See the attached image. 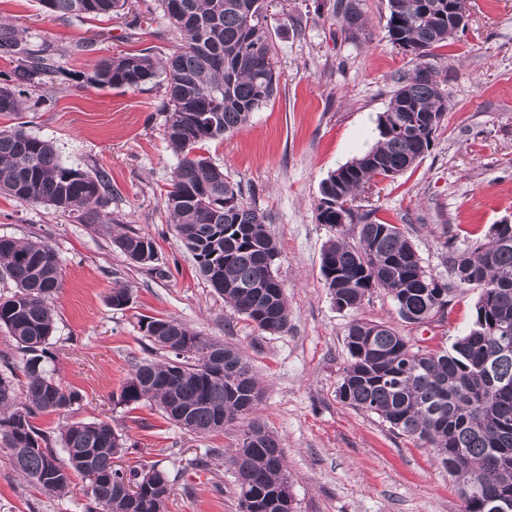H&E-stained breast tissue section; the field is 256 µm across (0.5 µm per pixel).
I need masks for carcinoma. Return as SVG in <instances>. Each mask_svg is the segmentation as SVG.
Here are the masks:
<instances>
[{"mask_svg": "<svg viewBox=\"0 0 512 512\" xmlns=\"http://www.w3.org/2000/svg\"><path fill=\"white\" fill-rule=\"evenodd\" d=\"M61 18L120 15L128 0H41ZM181 43L159 57L148 50L103 59L94 81L140 89L163 83L164 139L179 157L165 205L178 238L216 293L263 333L288 331V305L274 274L279 254L266 216L247 199L241 183L197 154L206 143L231 135L276 96L279 76L267 21L269 0H155ZM452 0H387L391 43L411 55L412 69L397 80L377 120L376 143L322 182L316 207L320 224L344 229L321 251V272L337 306L359 309L372 289L388 293L400 318L415 323L440 315L459 288H478L470 331L451 349H415L390 326L355 318L345 333L350 357L337 395L340 401L376 415L400 434L433 450L457 485L461 512H512V224H495L486 239L453 260L454 280L427 274L403 228L374 209L332 208L351 203L375 180L395 178L430 151L448 112V96L424 59L464 30L449 20ZM344 32L354 41L365 21L353 0L339 2ZM0 50L15 60L18 82L55 70L44 50L21 44L0 25ZM22 90L0 83V113L22 109ZM0 193L28 204L79 213L83 223L112 231L104 213L112 195L108 174L66 165L53 146L24 127L0 129ZM132 262L156 260L154 242L137 233L113 237ZM15 291L0 300V329L21 357L3 359L0 373V447L32 485L63 498L72 475L88 486L84 512H166L172 485L156 465L125 471L114 460L127 440L105 420L70 421L58 447L35 425L40 416L67 413L79 394L56 381L43 364L55 330L51 300L61 288L60 259L41 240L0 237V279ZM145 337L168 354L134 365L118 403H155L185 431L218 432L258 404L261 388L247 359L207 339L173 317L145 316ZM236 473L241 512H278L273 496L288 480L277 437L258 423L248 425L229 457Z\"/></svg>", "mask_w": 512, "mask_h": 512, "instance_id": "carcinoma-1", "label": "carcinoma"}]
</instances>
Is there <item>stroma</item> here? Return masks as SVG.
Wrapping results in <instances>:
<instances>
[{
    "instance_id": "obj_1",
    "label": "stroma",
    "mask_w": 512,
    "mask_h": 512,
    "mask_svg": "<svg viewBox=\"0 0 512 512\" xmlns=\"http://www.w3.org/2000/svg\"><path fill=\"white\" fill-rule=\"evenodd\" d=\"M357 3L370 33L359 41L346 39L336 0H288L289 13L308 18L299 31L270 15L279 92L233 135L204 147L254 193L278 240L274 272L290 322L287 332L270 335L225 304L176 236L163 204L178 163L163 137V88L93 80L102 59L146 47L164 54L179 43L154 0H131L128 14L97 20L51 16L40 0H0V15L27 46L47 49L59 66L51 83L27 85L24 111L0 114V129L25 125L53 142L67 165L105 170L114 224L152 238L157 259L133 264L110 234L76 215L6 195L0 236L38 239L57 251L62 286L52 301L56 329L45 365L80 393L72 418L106 420L128 436L124 466L153 463L167 473V512H240L226 455L252 420L281 442L295 512H460L454 482L427 449L337 396L353 315L390 326L413 347L447 349L471 329L479 298L478 289H458L445 317L419 325L401 319L383 290H372L355 314L337 308L324 284L321 250L335 231L316 219L320 185L375 144L377 117L412 67L387 38L386 0ZM431 62L448 95L431 151L357 204L401 225L426 270L446 281L458 253L492 225L512 224V0H469L465 31L434 49ZM119 284L130 300L115 308L109 297ZM144 316L178 318L242 351L262 388L250 419L199 436L153 404H120L134 364L165 357L140 329ZM215 448L221 456H212ZM203 456L204 467L197 463ZM86 493L78 477L64 498L31 486L0 447V512H83Z\"/></svg>"
}]
</instances>
